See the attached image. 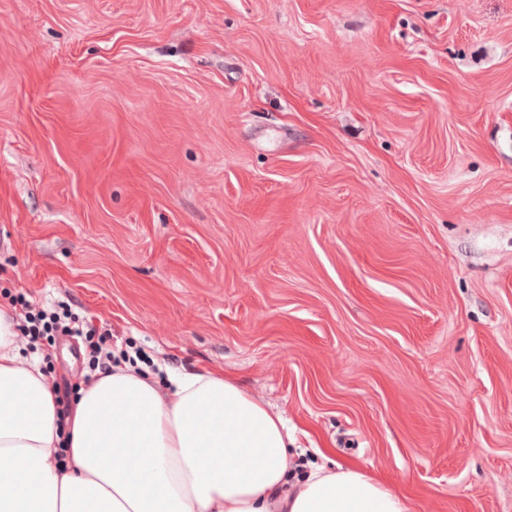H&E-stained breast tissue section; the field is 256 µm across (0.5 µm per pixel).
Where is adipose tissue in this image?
<instances>
[{
	"instance_id": "obj_1",
	"label": "adipose tissue",
	"mask_w": 512,
	"mask_h": 512,
	"mask_svg": "<svg viewBox=\"0 0 512 512\" xmlns=\"http://www.w3.org/2000/svg\"><path fill=\"white\" fill-rule=\"evenodd\" d=\"M169 381L113 367L59 420L0 307V512H407L398 489L356 467L298 474L282 416L222 374Z\"/></svg>"
}]
</instances>
